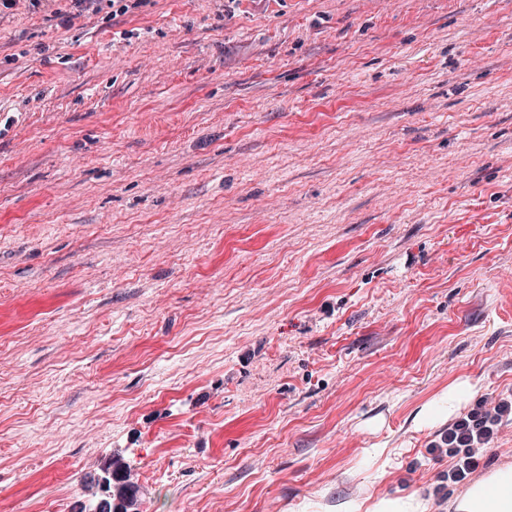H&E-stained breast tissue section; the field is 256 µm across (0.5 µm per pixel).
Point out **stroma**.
I'll return each mask as SVG.
<instances>
[{
    "label": "stroma",
    "mask_w": 512,
    "mask_h": 512,
    "mask_svg": "<svg viewBox=\"0 0 512 512\" xmlns=\"http://www.w3.org/2000/svg\"><path fill=\"white\" fill-rule=\"evenodd\" d=\"M0 13V512L437 493L512 393V0ZM383 455H376V448ZM471 394V389L464 385H452L441 394L439 411L444 415H451L455 412L462 400ZM512 424V394L487 396L477 401L463 417L448 425L440 442L431 448L438 457L448 456L452 466L442 477L437 491L466 482L479 468L490 441L505 425ZM111 466L112 464L105 469L102 479L110 493H112V484L118 487L120 503L117 505L112 504V494H110L109 500L97 499L92 504L94 512H127L124 507V501L132 499L137 492L136 486L126 483L130 477V473L127 470L129 467L121 464L116 465L117 467L115 469H110Z\"/></svg>",
    "instance_id": "stroma-1"
}]
</instances>
